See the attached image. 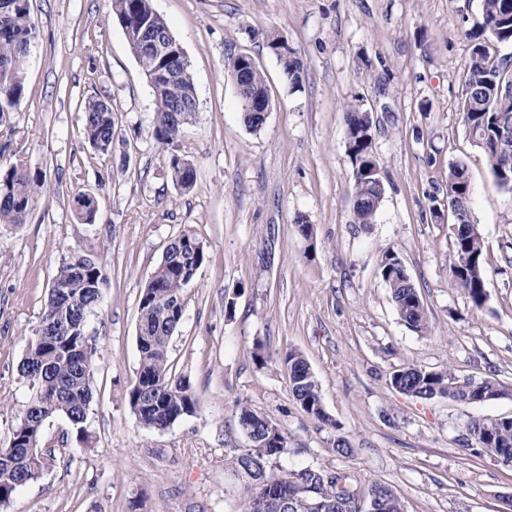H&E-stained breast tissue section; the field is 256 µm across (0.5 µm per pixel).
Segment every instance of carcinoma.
<instances>
[{"label": "carcinoma", "mask_w": 512, "mask_h": 512, "mask_svg": "<svg viewBox=\"0 0 512 512\" xmlns=\"http://www.w3.org/2000/svg\"><path fill=\"white\" fill-rule=\"evenodd\" d=\"M505 0H481L480 31L473 43L465 68L467 79L463 100V121L475 145L485 154L496 185L512 193V55L491 57L487 41L512 45V8ZM7 13L0 14V120L25 96V67L30 47L36 39L29 0H9ZM113 18L130 41H141L154 32H166L168 26L155 12L152 0H111ZM283 47L275 55L284 79L296 87L302 80L303 63L285 44V39L271 35L267 48ZM143 74L155 75L152 90L156 101L153 136L163 147L173 145L194 116L175 111L172 86L194 91L195 84L187 60L165 62L150 52L136 55ZM243 85L255 99H270L265 79L258 66L245 73ZM83 133L97 154H109L115 125L112 106L103 100L88 99L82 105ZM346 152L353 168L354 223L372 224L385 195L380 168L372 151V112L353 102L345 111ZM171 180L189 189L196 179L195 166L172 153L167 157ZM45 175L17 164H0V223L24 224L41 200ZM470 184L463 162L448 164L446 201L455 214L454 254L450 264L455 285L472 305L480 309L487 302L483 241L471 221ZM77 219L94 222L96 198L79 191L73 197ZM203 242L184 233L172 239L139 294L136 342L139 366L136 381L128 390L129 407L139 424L149 430L163 431L196 411V400L189 382L173 374L169 345L178 332L185 307V288L206 263ZM379 272L391 291L392 301L401 319L414 331L428 330L423 302L408 276L401 258L385 251ZM108 275L102 263L84 255L64 260L52 277L48 299L36 330L27 340L19 363L20 376L26 380L29 398L26 414L11 428L9 455L0 458V512H11L17 492L41 478L54 465L56 456L70 454L61 444L57 450H45L46 424L53 418L65 419L82 450H94L87 418L93 399L98 344L88 335V323L104 298ZM293 398L302 410L321 426L333 432L336 451L349 456L353 448L339 433L340 425L326 411L319 384L307 360L299 353L285 357ZM389 384L408 396L431 399L447 396L455 401L488 402L512 395V385L495 378L459 379L451 372L429 371L408 365L393 371ZM239 427L245 432L249 448L231 461L232 467L250 484L248 512H269L263 507L262 486L278 484L283 494L293 493V486L281 483L269 474L272 463L290 453V438L276 423L243 405L238 413ZM467 430L476 447L504 463H512V417L475 419ZM302 477L316 487L315 498L303 505L302 512H354L353 503L360 492L354 479L345 474L306 467ZM378 512H403L400 496L390 487L375 483Z\"/></svg>", "instance_id": "cac0c4a2"}]
</instances>
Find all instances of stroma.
<instances>
[{
	"label": "stroma",
	"instance_id": "1",
	"mask_svg": "<svg viewBox=\"0 0 512 512\" xmlns=\"http://www.w3.org/2000/svg\"><path fill=\"white\" fill-rule=\"evenodd\" d=\"M190 64L197 110L179 153L191 190L171 181L152 135L156 101L109 0H29L37 37L26 96L0 121V159L42 170L44 197L27 223L0 224V448L28 389L18 364L64 258L91 255L109 285L89 323L100 358L88 429L96 449L57 459L16 496L14 512H246L232 458L247 446L239 405L279 424L293 451L273 475L305 467L382 483L404 512H505L512 466L478 452L471 419L512 416V397L420 399L389 384L413 364L512 383V194L499 189L463 122L469 33L481 0H152ZM279 35L301 59L299 89L266 46ZM249 55L272 104L262 128L243 122L226 60ZM111 102L110 156L83 136L80 104ZM373 114L385 195L374 223L353 221L345 107ZM468 168L471 217L484 243L488 301L475 309L455 286V219L445 210L448 164ZM98 200L79 223L76 192ZM441 215H433V206ZM313 226L312 240L296 219ZM191 232L208 260L185 290L170 361L196 411L163 431L142 428L127 392L136 380L142 285L168 242ZM402 259L430 330L400 318L378 272ZM262 348L266 365L253 360ZM303 354L327 412L352 447L292 397L288 352Z\"/></svg>",
	"mask_w": 512,
	"mask_h": 512
}]
</instances>
